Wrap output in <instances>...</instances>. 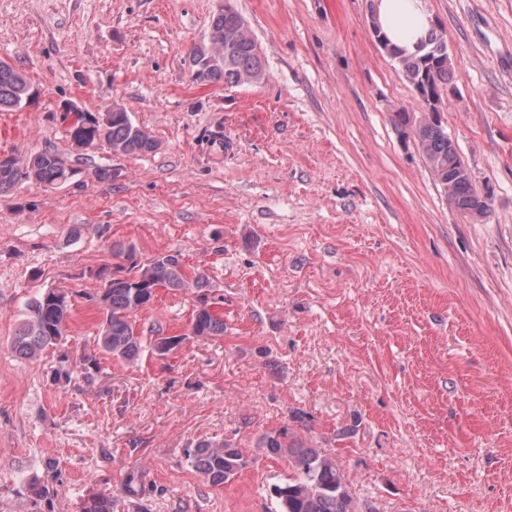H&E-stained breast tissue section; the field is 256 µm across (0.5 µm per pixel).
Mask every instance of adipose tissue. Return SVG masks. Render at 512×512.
Here are the masks:
<instances>
[{
  "instance_id": "adipose-tissue-1",
  "label": "adipose tissue",
  "mask_w": 512,
  "mask_h": 512,
  "mask_svg": "<svg viewBox=\"0 0 512 512\" xmlns=\"http://www.w3.org/2000/svg\"><path fill=\"white\" fill-rule=\"evenodd\" d=\"M374 19L392 45L411 53L433 25L429 0H376Z\"/></svg>"
}]
</instances>
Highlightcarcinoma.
<instances>
[{"mask_svg": "<svg viewBox=\"0 0 512 512\" xmlns=\"http://www.w3.org/2000/svg\"><path fill=\"white\" fill-rule=\"evenodd\" d=\"M371 30L374 41L394 63L420 105L418 112L406 108L394 111L395 127L403 136H413L422 158L456 210L472 218L486 216L487 211L475 204L477 187L441 118L442 91L448 87L452 70L443 34L432 29L417 53L407 54L391 46L377 24H372ZM192 70L194 80L200 83L222 81L227 86H242L265 79L257 41L235 7L230 5L213 14L207 41L193 52ZM32 97L27 77L0 61V111H18ZM65 116L71 117L66 133L73 144L93 147L105 142L123 155L146 154L158 148V143L124 110L98 115L76 110ZM76 175L77 169L69 159L55 150H45L22 163L12 155L0 154V194L31 181L56 189ZM112 250L126 264L105 265L97 272L104 285L97 300L102 314L97 346L115 359L133 360L145 347L134 317L151 304L156 290H201L209 287L208 278L198 273L189 279L178 254L159 253L142 259L120 243L112 245ZM72 307L69 295L57 289L29 300L12 341L16 355L32 360L40 352L60 345L67 336ZM191 334L222 336L224 321L203 305L192 313ZM183 340L182 336H161L150 346L156 355L165 356ZM258 447L284 459L290 470L288 478L271 488L275 512H358L336 449L315 447L287 425L264 433ZM184 455L189 466L214 487L229 482L249 465L248 458L230 439L197 441L184 449ZM117 507L118 499L112 494L100 493L84 499L80 512H116Z\"/></svg>", "mask_w": 512, "mask_h": 512, "instance_id": "1", "label": "carcinoma"}]
</instances>
